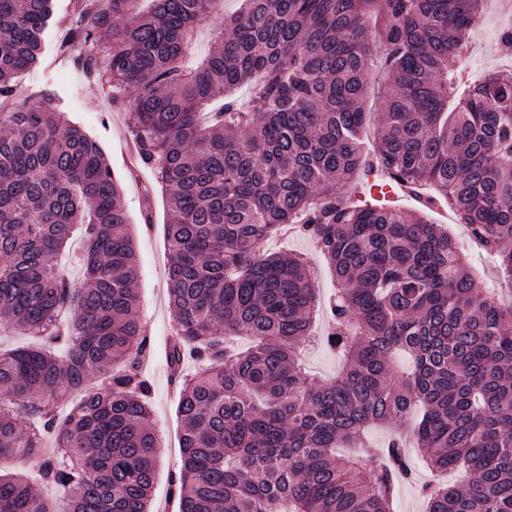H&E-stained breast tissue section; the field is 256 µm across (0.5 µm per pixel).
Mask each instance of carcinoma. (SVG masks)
Masks as SVG:
<instances>
[{"instance_id":"obj_1","label":"carcinoma","mask_w":512,"mask_h":512,"mask_svg":"<svg viewBox=\"0 0 512 512\" xmlns=\"http://www.w3.org/2000/svg\"><path fill=\"white\" fill-rule=\"evenodd\" d=\"M386 17L374 34L368 6ZM53 0H0V105L38 62ZM74 0L80 63L128 114L171 209L168 358L179 374V512H395L412 479L402 440L344 455L366 429L412 423L425 512H512V306L498 304L426 211L353 206L346 186L385 173L456 211L512 276V70L469 87L459 49L482 0H242L207 54L224 0ZM386 74L380 134L364 155L373 48ZM110 45L104 63L100 46ZM248 85L247 105L235 91ZM296 224L330 266L320 308L307 260L265 241ZM83 286L59 274L75 235ZM139 265L122 187L99 142L46 94L0 120V512H151L156 433L141 362ZM343 363L301 369L318 313ZM402 351L413 367L396 373ZM82 396L61 418L50 402ZM55 486L57 509L41 497Z\"/></svg>"}]
</instances>
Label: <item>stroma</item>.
<instances>
[{
  "mask_svg": "<svg viewBox=\"0 0 512 512\" xmlns=\"http://www.w3.org/2000/svg\"><path fill=\"white\" fill-rule=\"evenodd\" d=\"M72 5L73 0H57L55 24L46 34L44 51L38 62L19 76L18 83L25 91L24 104L33 103L45 93L56 97L68 119L100 142L113 174L122 184L140 266L139 316L151 342L144 376L150 384L151 424L158 438L152 504L156 512H178V500L170 485L172 474L181 466V422L177 412L179 392L171 384L168 366L172 314L167 297V199L157 193L151 200H144V189L151 183L152 175L149 169L130 159L133 142L125 112L112 103L96 81L83 74L77 65V54L68 52L63 44ZM267 248L272 252L307 255L321 296H329L333 282L310 238L277 235L268 241Z\"/></svg>",
  "mask_w": 512,
  "mask_h": 512,
  "instance_id": "35a3bbf8",
  "label": "stroma"
}]
</instances>
